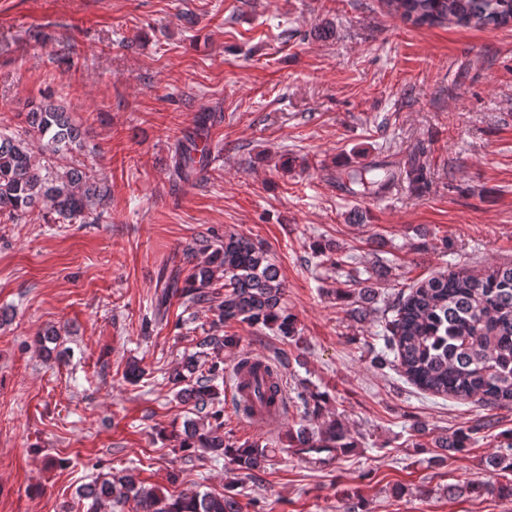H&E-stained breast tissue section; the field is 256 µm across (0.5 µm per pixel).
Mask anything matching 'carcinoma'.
Wrapping results in <instances>:
<instances>
[{"mask_svg": "<svg viewBox=\"0 0 512 512\" xmlns=\"http://www.w3.org/2000/svg\"><path fill=\"white\" fill-rule=\"evenodd\" d=\"M395 14L415 26L454 22L485 29L512 26V0H387ZM209 116L195 120L193 131L175 148L174 173L184 181L209 156L198 142ZM27 128H0V217L19 220L35 211L48 210L68 221L96 224L97 206L110 197L104 178L77 164L66 170L40 165L45 159L72 155L83 149L87 130L75 121L63 102L48 97L26 115ZM345 181L367 192L387 190L393 175L366 166L345 174ZM188 275L165 283L157 298L156 314L171 298L186 304L209 303L217 322L234 321L276 328L282 336L297 335L296 318L283 306L284 283L279 267L253 240L235 233L199 249L186 250ZM224 279L219 291L218 279ZM393 316L378 331L384 350L372 358L374 366L393 368L408 382L433 395L473 401L488 409L512 408V264L489 268L482 274L466 269L432 276L410 288L392 306ZM236 344L233 336L212 333L201 337L200 351L188 357L170 376L176 396L192 406L196 418L177 435L176 447L185 453L198 449L223 459L249 475L264 468L270 449L259 441L243 444L224 439V408L220 385L224 380V348ZM206 360H201V357ZM290 360L276 357L269 365H250L243 371L235 410L252 412L274 406L283 370ZM297 398L307 418L322 416L325 396L311 392ZM476 429L463 426L435 441L436 447L454 453L468 448ZM290 442L302 453L320 455L326 463L354 447L348 430L333 419L318 429L300 425ZM486 467L512 471V436L486 460ZM466 491L512 497V483L467 482ZM82 497L90 510L110 506L123 512L134 502L136 512H241L237 494L181 493L167 496L136 481L133 475H112L88 485Z\"/></svg>", "mask_w": 512, "mask_h": 512, "instance_id": "carcinoma-1", "label": "carcinoma"}]
</instances>
